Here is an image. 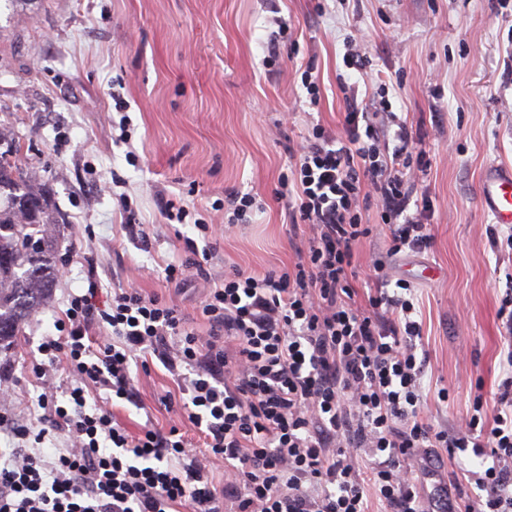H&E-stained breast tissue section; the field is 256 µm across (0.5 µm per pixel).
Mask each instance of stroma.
I'll list each match as a JSON object with an SVG mask.
<instances>
[{"label":"stroma","instance_id":"1","mask_svg":"<svg viewBox=\"0 0 512 512\" xmlns=\"http://www.w3.org/2000/svg\"><path fill=\"white\" fill-rule=\"evenodd\" d=\"M287 28L278 57L267 41ZM369 65L352 74L358 97L387 86L392 110L425 139L429 167L418 191L432 200L431 248L387 257L377 235L356 247L367 272L386 261L389 280L412 287L426 364L422 413L454 428L475 392L493 417L508 348L498 315L512 274V248L492 246V216L479 186L493 165L512 166V10L497 0H34L0 7V126L36 166L63 223L51 226L56 263L69 270L48 304L25 323L0 371L11 379L6 411L32 418L40 393L30 368L42 336L54 333L68 294L89 277L104 292L129 286L174 300L200 335L202 281L167 286L166 263L213 225L219 244L209 271L263 275L297 260L288 214L275 190L313 126L342 130L345 39ZM316 76L310 105L302 73ZM128 106L129 143L118 140L116 101ZM256 196L249 223L224 226L226 192ZM184 202V223H167L166 200ZM140 230L126 225L125 208ZM149 247H142L141 236ZM139 405L115 401L130 432L146 423L178 425L194 446L203 438L182 419L178 387L159 362L134 371ZM448 389V400L438 393Z\"/></svg>","mask_w":512,"mask_h":512}]
</instances>
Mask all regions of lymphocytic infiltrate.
<instances>
[{"instance_id":"obj_1","label":"lymphocytic infiltrate","mask_w":512,"mask_h":512,"mask_svg":"<svg viewBox=\"0 0 512 512\" xmlns=\"http://www.w3.org/2000/svg\"><path fill=\"white\" fill-rule=\"evenodd\" d=\"M376 108L346 96L344 132L314 126L295 158L293 187H280L293 226L310 236L292 267L264 275L235 269L206 286L199 310L210 331L199 336L173 300L116 288L99 297L97 283L70 295L54 334L42 337L32 376L44 391L38 425L0 417L13 445L0 449V512H370L374 486L386 512H427L420 478L410 466L433 449L472 452L471 477L484 496L453 501L438 486L428 512H512V350L498 386L499 410L484 422L482 395L464 427L448 431L421 415L426 363L417 353L409 283L389 293L374 263L375 291L355 301L354 248L385 231L391 254L430 248L431 201L415 196L411 169L425 171L427 151L399 124L384 130ZM376 207L379 224L363 213ZM187 241L188 258L163 269L167 282L203 271L216 244L207 224ZM103 331L92 342V330ZM153 354L184 394L189 422L205 437L208 456L194 451L177 426L147 424L131 433L107 402L137 403L132 377ZM65 361L69 382L58 401L52 378ZM106 399L88 405L90 390ZM70 445L46 455L49 432ZM370 457V475L353 465ZM224 462V481L210 473Z\"/></svg>"}]
</instances>
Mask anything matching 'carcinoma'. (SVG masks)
Returning a JSON list of instances; mask_svg holds the SVG:
<instances>
[{
    "mask_svg": "<svg viewBox=\"0 0 512 512\" xmlns=\"http://www.w3.org/2000/svg\"><path fill=\"white\" fill-rule=\"evenodd\" d=\"M19 144L0 133V352L51 294L58 268L47 190L16 163Z\"/></svg>",
    "mask_w": 512,
    "mask_h": 512,
    "instance_id": "obj_1",
    "label": "carcinoma"
}]
</instances>
